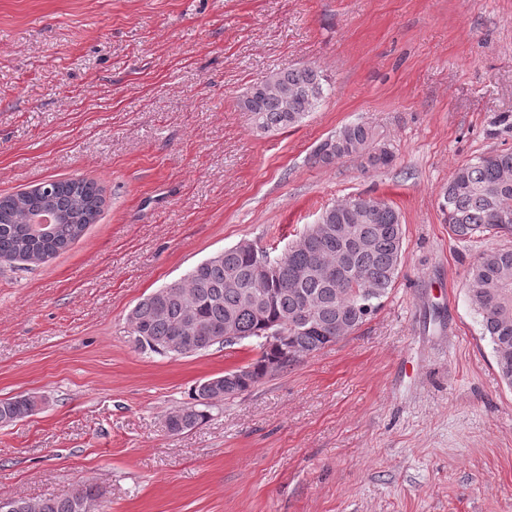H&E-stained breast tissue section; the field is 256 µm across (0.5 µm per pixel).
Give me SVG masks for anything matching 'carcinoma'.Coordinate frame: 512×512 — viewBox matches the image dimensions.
<instances>
[{
    "instance_id": "obj_1",
    "label": "carcinoma",
    "mask_w": 512,
    "mask_h": 512,
    "mask_svg": "<svg viewBox=\"0 0 512 512\" xmlns=\"http://www.w3.org/2000/svg\"><path fill=\"white\" fill-rule=\"evenodd\" d=\"M326 79L307 66L273 72L254 83L239 99L253 114L256 128H290L303 120L325 97ZM367 149L377 151L371 168L394 161L365 123H350L325 139L313 152L318 164ZM448 231L462 242L488 234L512 235V152L481 156L457 167L445 192ZM103 205L100 188L83 179L51 181V194L39 189L0 196V260L19 265L44 263L78 240L97 222ZM321 231L308 226L305 244L282 254L281 264L263 271L258 259L235 246L192 268L183 279L153 292L130 312L128 323L135 342L158 354L171 353L180 337L206 336L210 329L232 327L220 341L231 347L256 341L259 357L224 372L240 374L244 393L267 375L286 369L303 357L333 343L337 331L351 334L382 306L404 259V229L399 212L385 201L350 197L325 207ZM350 227L348 237L336 226ZM470 303L489 341L502 381L512 388V248L482 252L467 272ZM288 327L287 341L266 342L267 333ZM224 395L217 387L194 388V404L174 414L173 428H192L206 419L201 407ZM37 397L20 395L0 401V421L17 422L34 415ZM102 493L85 484L80 495L45 498L38 512H95Z\"/></svg>"
}]
</instances>
